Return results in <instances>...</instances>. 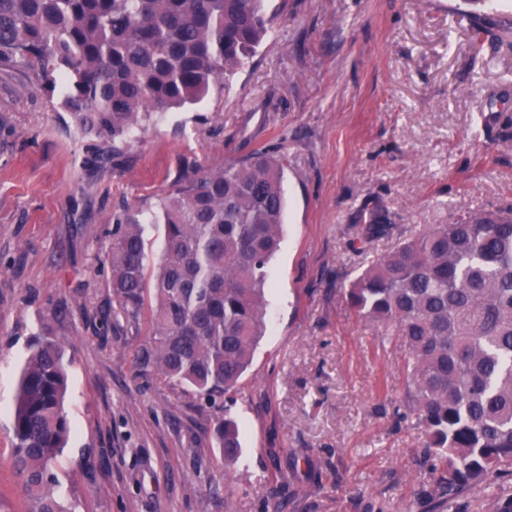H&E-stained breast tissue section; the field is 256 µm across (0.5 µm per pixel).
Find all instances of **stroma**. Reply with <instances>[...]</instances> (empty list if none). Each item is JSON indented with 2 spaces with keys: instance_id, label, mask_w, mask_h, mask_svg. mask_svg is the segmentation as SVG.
I'll use <instances>...</instances> for the list:
<instances>
[{
  "instance_id": "1",
  "label": "stroma",
  "mask_w": 512,
  "mask_h": 512,
  "mask_svg": "<svg viewBox=\"0 0 512 512\" xmlns=\"http://www.w3.org/2000/svg\"><path fill=\"white\" fill-rule=\"evenodd\" d=\"M265 6L250 62L117 151L76 130L27 69H0V512L29 508L11 409L46 321L69 374L55 474L75 512H444L405 400L409 351L353 315L347 288L415 232L512 204V33L499 27L512 0ZM261 147L288 159L269 327L234 403L209 406L138 364L149 327L127 326L102 266L126 208ZM376 210L391 230L358 247ZM227 413L242 443L230 467L214 433Z\"/></svg>"
}]
</instances>
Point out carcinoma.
<instances>
[{
    "mask_svg": "<svg viewBox=\"0 0 512 512\" xmlns=\"http://www.w3.org/2000/svg\"><path fill=\"white\" fill-rule=\"evenodd\" d=\"M271 18L265 0H0V67L24 66L83 134L127 143L152 114L189 109L256 54ZM287 159L266 148L185 178L152 215L128 208L107 252L112 296L126 322L150 307L147 357L172 386L233 400L268 325V264L284 224ZM161 224L151 266L145 225ZM372 212L371 242L388 233ZM356 315L409 350L408 406L438 472L429 496L453 509L463 493L497 488L512 512V205L431 225L372 260L350 282ZM62 345L44 326L21 366L12 468L32 512H69L54 474L71 428ZM224 463L240 453L238 424L218 428Z\"/></svg>",
    "mask_w": 512,
    "mask_h": 512,
    "instance_id": "carcinoma-1",
    "label": "carcinoma"
}]
</instances>
